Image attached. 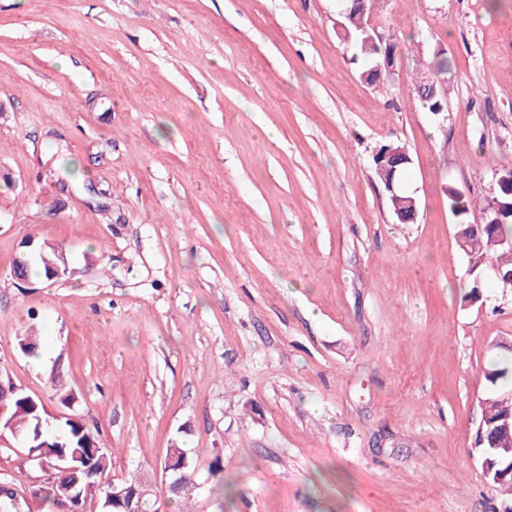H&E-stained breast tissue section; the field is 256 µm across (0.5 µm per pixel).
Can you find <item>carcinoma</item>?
Masks as SVG:
<instances>
[{"instance_id": "1", "label": "carcinoma", "mask_w": 512, "mask_h": 512, "mask_svg": "<svg viewBox=\"0 0 512 512\" xmlns=\"http://www.w3.org/2000/svg\"><path fill=\"white\" fill-rule=\"evenodd\" d=\"M349 39L360 49L365 64L363 72H368L383 58L385 45L379 40L362 34L355 26L349 27ZM450 61L444 51H438L429 64L435 73L437 95L434 98L417 97L422 108L435 112L447 106L448 88L443 75L448 73ZM394 148L400 144L390 145ZM386 144L379 148L374 157L375 173L386 190H395L389 194L391 208H396V198H407L409 194L399 189L400 175L392 174L385 164L381 153L390 147ZM448 208L456 217V234L461 237L457 242L459 250L468 260V271L471 277V290L465 295V300H476L480 297L479 290L485 277V270L495 265L502 270L503 275L512 272V210L502 212L501 221L496 224H482L473 229L467 223V215L473 207V201L450 187L447 189ZM24 275H29L33 268L39 269L42 275H47L44 261L39 255L26 252L25 256L16 262ZM485 399L487 405L482 412L484 418L483 430L476 433V448L474 453L478 458L496 462L495 470L509 468L512 461L502 458L496 451L497 440L503 433H512V359L506 356L492 361L484 369ZM46 420L44 406L39 401L31 402L28 395L18 392L12 395V405L0 429L11 425L30 439V444L39 446L37 454L51 465L56 459L65 456L71 460V468L61 471L52 469L51 475L42 484L30 490L32 501L42 506L53 507L56 504L69 502L75 497L95 499L98 512H129L137 508V504L129 503L128 499L120 500L112 497V492H120L122 488L139 485L140 477L133 475L129 479L117 483L108 480L112 468V451L107 449L99 439V433L92 431L82 418L69 413L55 419L57 431L54 434L39 427V422ZM181 465L169 472L173 489L167 491L168 497L179 503L183 502L195 489L198 456L191 449L181 445L175 449Z\"/></svg>"}]
</instances>
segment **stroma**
Wrapping results in <instances>:
<instances>
[{"label": "stroma", "instance_id": "stroma-1", "mask_svg": "<svg viewBox=\"0 0 512 512\" xmlns=\"http://www.w3.org/2000/svg\"><path fill=\"white\" fill-rule=\"evenodd\" d=\"M343 0H0V380L160 482L175 440L214 478L158 512H512L472 457L512 291L462 300L448 187L512 166V0H384L391 81L360 79ZM448 106L414 83L436 49ZM404 144L398 223L374 173ZM70 277L14 278L28 244ZM36 332L35 354L20 340ZM0 438V480L40 481ZM389 146H392L394 148H398V147H400V148H398V149L390 148L389 150L385 151V153L383 154V158L385 160L384 161L382 159L381 155L385 149H388ZM403 146L404 145H401L398 143H389V144L382 145L379 148L378 153L374 157L375 173H376L378 179L380 180V182L383 183V185L385 186V188L389 194L388 196L390 199L391 208L393 210V213H395L397 202H396V199L394 198V194L391 192V187H390L391 181H393V183H394L395 195L398 198H407V197L411 196L399 189V181L401 178V177H399V175H402L403 172L408 168V166H410V165H405V164L411 162V160L408 156V151H407L406 147L401 148ZM385 162L387 165L390 166L391 169H393V171L397 170V166H400V165H404V166L400 170H398L397 173L393 177L392 170L389 168V166H387L385 164ZM396 215L401 224L414 223L418 216V207H417L416 199L414 197H412V198L406 200V205L403 207V210H399V209L396 210Z\"/></svg>", "mask_w": 512, "mask_h": 512}]
</instances>
